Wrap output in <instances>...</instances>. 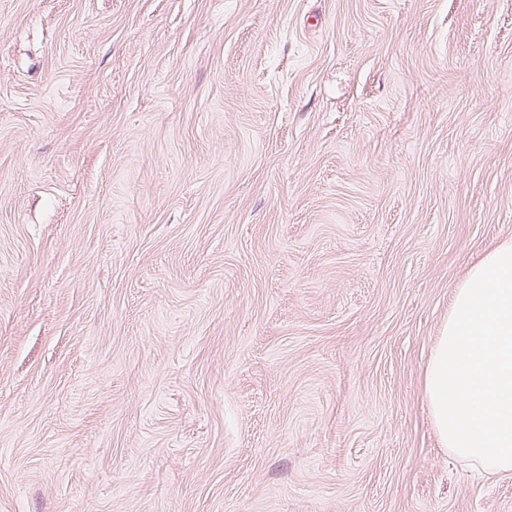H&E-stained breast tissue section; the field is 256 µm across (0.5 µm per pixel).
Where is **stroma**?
<instances>
[{
  "label": "stroma",
  "instance_id": "35a3bbf8",
  "mask_svg": "<svg viewBox=\"0 0 512 512\" xmlns=\"http://www.w3.org/2000/svg\"><path fill=\"white\" fill-rule=\"evenodd\" d=\"M512 240V0H0V512H512L426 365Z\"/></svg>",
  "mask_w": 512,
  "mask_h": 512
}]
</instances>
